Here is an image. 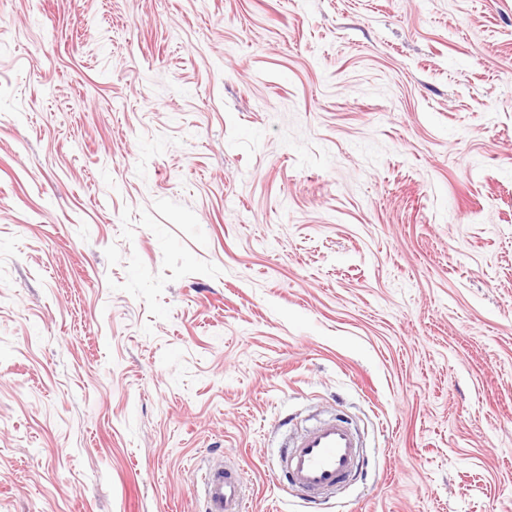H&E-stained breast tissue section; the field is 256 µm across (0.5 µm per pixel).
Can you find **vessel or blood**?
<instances>
[{
	"mask_svg": "<svg viewBox=\"0 0 512 512\" xmlns=\"http://www.w3.org/2000/svg\"><path fill=\"white\" fill-rule=\"evenodd\" d=\"M360 438L346 425L330 420L301 433L279 451L280 466L310 503L325 495L359 469ZM200 487L205 512H247L243 476L217 463L205 466Z\"/></svg>",
	"mask_w": 512,
	"mask_h": 512,
	"instance_id": "obj_1",
	"label": "vessel or blood"
}]
</instances>
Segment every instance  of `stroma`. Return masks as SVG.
Returning <instances> with one entry per match:
<instances>
[{
    "label": "stroma",
    "instance_id": "35a3bbf8",
    "mask_svg": "<svg viewBox=\"0 0 512 512\" xmlns=\"http://www.w3.org/2000/svg\"><path fill=\"white\" fill-rule=\"evenodd\" d=\"M212 458L512 512V0H0V512H202ZM360 438L336 420L301 433L279 451L280 466L308 503H319L330 490L359 469Z\"/></svg>",
    "mask_w": 512,
    "mask_h": 512
}]
</instances>
